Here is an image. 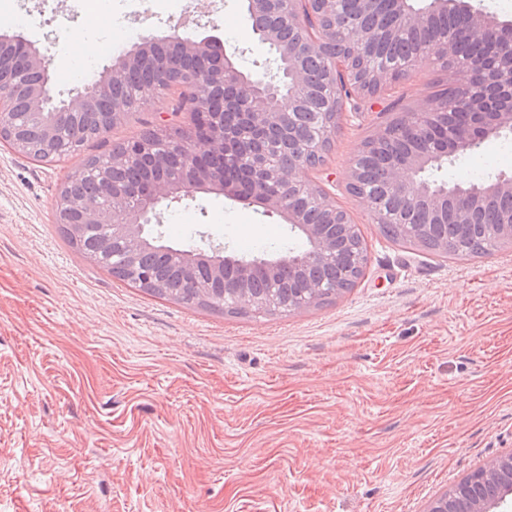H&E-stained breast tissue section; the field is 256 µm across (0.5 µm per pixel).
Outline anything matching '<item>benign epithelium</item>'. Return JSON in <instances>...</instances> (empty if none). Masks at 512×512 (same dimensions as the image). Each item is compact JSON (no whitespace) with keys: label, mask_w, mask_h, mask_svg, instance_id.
<instances>
[{"label":"benign epithelium","mask_w":512,"mask_h":512,"mask_svg":"<svg viewBox=\"0 0 512 512\" xmlns=\"http://www.w3.org/2000/svg\"><path fill=\"white\" fill-rule=\"evenodd\" d=\"M271 0H245V7L253 30L268 45L273 69L245 72L239 67L237 51L224 49V63L203 70H188L181 67L183 59H206L211 55L213 38L197 39L175 32L161 31L141 33L137 40L112 64L104 67L98 78L73 88L67 97L58 98L49 78L44 56L32 42L15 36H0V76L14 73L19 56H24L29 68L41 74V81L29 87L30 121L43 126L44 136L53 140V125L44 120L46 112H56L57 119H64L89 110L93 100L112 90V84L127 71L136 68L142 58L161 42L174 40L179 48V58L168 64L164 71L176 75L184 82L190 93L184 98V105L192 115V127L183 146L184 163L178 178L155 180L139 188L138 199L130 203L127 193L117 191L104 181L99 186V195L108 198L109 206L102 208L98 201L84 197H73L60 192L56 209V223H68V217L75 215L82 224H108L112 237L123 239L130 253L144 250L151 243L162 241L158 222L160 208L168 202L192 198L195 194H222L230 200L249 207L259 206L267 214H277L287 221L291 232L306 242L302 249L290 250L279 259H246L229 247L205 235V245L187 249L170 248L167 254L172 262L191 275L198 259L208 262L211 280L227 283V271H235L233 302L249 306L270 307L272 296H257L249 292V282L260 269L286 265L290 268H305L329 260L336 252L339 234L331 224H308L301 212L288 204L295 192L308 188L320 194L324 209L332 217L349 220L347 212L316 181L302 176L309 169L305 156L308 142L297 136L292 113L279 107L286 98L295 108L299 100L288 94L279 96L288 78H293L296 91L307 92L309 78L298 65L304 56L321 57L323 49L336 40V0H277V4L288 7V26L300 33L293 41H284L274 29L262 30L259 25L268 12ZM399 21L414 26L423 17L438 12H451L465 18L470 36L478 41L492 39L489 57L493 69L503 77L512 79V22L500 21L486 11L474 8L469 0H431L424 12L411 8L409 0H393ZM379 38V33L361 30L349 48L327 57L325 66L332 75H347L356 92L336 97L330 103L334 112L331 126L325 129L324 139L331 141L336 136V127L349 112L362 111L358 100L381 92L398 81V78L384 72H372L365 67L364 57L370 44ZM214 86L232 89L239 97L251 101L247 114L248 121L258 131L274 130L278 135L296 142L295 153L288 168L274 173L266 166L262 149L249 144H240L241 153L252 156L250 165L252 188L245 192L242 184L224 175V171L213 167L208 159L225 150L232 149L234 125L217 122L208 112L205 92ZM453 87L464 91V111L467 124L448 131L443 144L432 151L413 155L402 166L393 171L392 178L405 203L415 200L427 201L431 209L439 211L450 202L454 207L453 217L459 224H471L475 215L491 200L512 199V173H501L482 183L448 184L434 178L448 161L478 147L484 140L512 134V92L508 97H499L497 81L488 76L485 66L467 64L455 73ZM15 108L12 96L0 89V141L17 146L13 138ZM421 139L430 138L438 126L448 124V114L438 112L434 105L423 106L414 112H403L399 116ZM197 143L207 145V150L197 153L192 149ZM481 477L476 484L472 475ZM454 482L447 491L431 499L423 512H512V450L490 459L474 471Z\"/></svg>","instance_id":"obj_1"}]
</instances>
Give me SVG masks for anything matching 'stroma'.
<instances>
[{
  "mask_svg": "<svg viewBox=\"0 0 512 512\" xmlns=\"http://www.w3.org/2000/svg\"><path fill=\"white\" fill-rule=\"evenodd\" d=\"M152 0L94 37L89 64L66 36L79 0H12L0 35L34 42L56 91L94 78L149 29L217 38L247 71L270 55L243 0ZM453 74L436 60L346 117L325 184L356 224V286L290 313L231 315L154 297L84 259L56 220L80 157L37 162L0 144V512H422L426 501L512 449V244L442 257L385 239L347 190L361 143L432 102ZM175 98L140 101L89 153L158 126H189ZM512 173V135L436 174ZM165 244L199 233L285 252L282 217L217 194L161 212ZM249 249H242L243 241Z\"/></svg>",
  "mask_w": 512,
  "mask_h": 512,
  "instance_id": "stroma-1",
  "label": "stroma"
}]
</instances>
